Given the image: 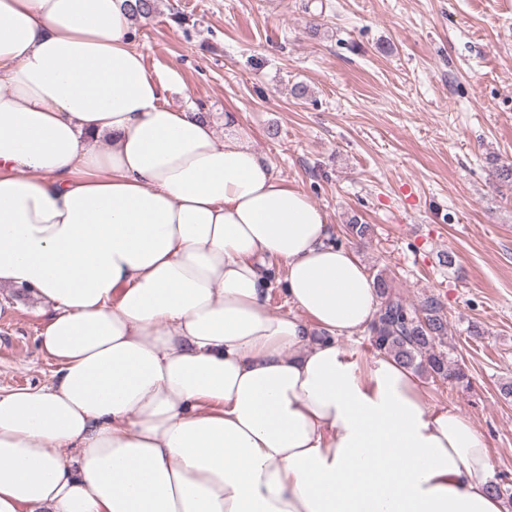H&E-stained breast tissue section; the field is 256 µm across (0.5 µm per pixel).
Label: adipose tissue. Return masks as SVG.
Returning <instances> with one entry per match:
<instances>
[{
	"instance_id": "1",
	"label": "adipose tissue",
	"mask_w": 512,
	"mask_h": 512,
	"mask_svg": "<svg viewBox=\"0 0 512 512\" xmlns=\"http://www.w3.org/2000/svg\"><path fill=\"white\" fill-rule=\"evenodd\" d=\"M131 26L0 0V284L56 363L0 393V512H511L467 417L341 348L378 295L325 212L232 114L171 106Z\"/></svg>"
}]
</instances>
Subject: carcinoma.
I'll list each match as a JSON object with an SVG mask.
<instances>
[{"label": "carcinoma", "instance_id": "cac0c4a2", "mask_svg": "<svg viewBox=\"0 0 512 512\" xmlns=\"http://www.w3.org/2000/svg\"><path fill=\"white\" fill-rule=\"evenodd\" d=\"M125 6L131 15L148 18L156 10V0H126ZM375 279L382 302L372 327L371 346L415 371L444 380L464 381L465 373L442 350L448 320L440 303L430 299L424 307L411 309L393 295L385 277L379 274Z\"/></svg>", "mask_w": 512, "mask_h": 512}]
</instances>
